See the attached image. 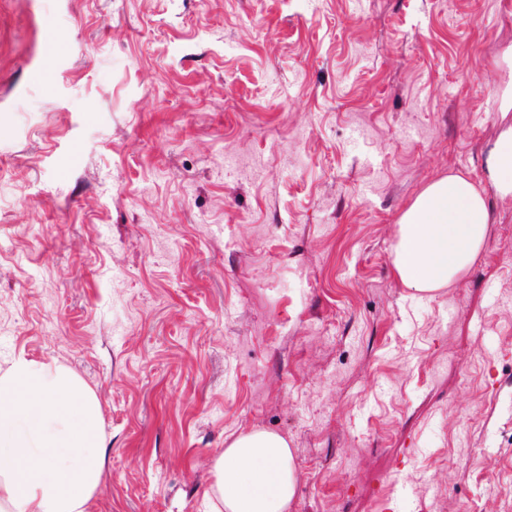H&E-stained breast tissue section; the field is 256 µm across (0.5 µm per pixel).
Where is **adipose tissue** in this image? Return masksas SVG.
<instances>
[{
	"label": "adipose tissue",
	"mask_w": 512,
	"mask_h": 512,
	"mask_svg": "<svg viewBox=\"0 0 512 512\" xmlns=\"http://www.w3.org/2000/svg\"><path fill=\"white\" fill-rule=\"evenodd\" d=\"M484 186L448 174L427 183L398 219L393 267L428 294L465 274L489 235L486 188L512 198V83L501 92L499 126L485 152ZM100 406L67 369L12 359L0 373V512H90L102 477ZM211 512H288L297 475L274 432L239 435L211 466Z\"/></svg>",
	"instance_id": "adipose-tissue-1"
}]
</instances>
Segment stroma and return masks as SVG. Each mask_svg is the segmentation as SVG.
Masks as SVG:
<instances>
[{"label": "stroma", "mask_w": 512, "mask_h": 512, "mask_svg": "<svg viewBox=\"0 0 512 512\" xmlns=\"http://www.w3.org/2000/svg\"><path fill=\"white\" fill-rule=\"evenodd\" d=\"M510 44L512 0H0V368L96 396L91 512H204L252 430L288 512H512V198L432 296L392 265Z\"/></svg>", "instance_id": "stroma-1"}]
</instances>
